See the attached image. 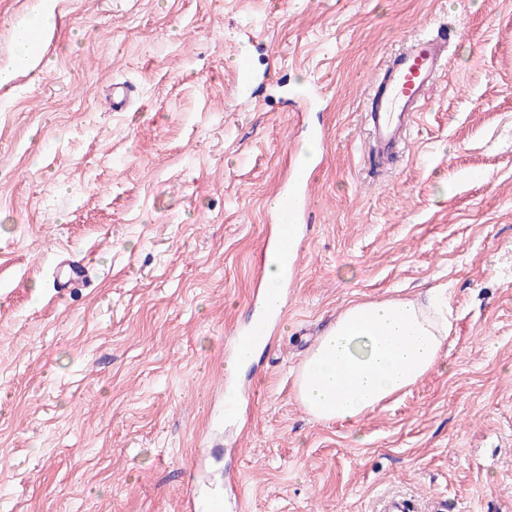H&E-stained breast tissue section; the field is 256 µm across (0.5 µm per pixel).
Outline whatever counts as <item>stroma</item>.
Returning a JSON list of instances; mask_svg holds the SVG:
<instances>
[{"mask_svg": "<svg viewBox=\"0 0 512 512\" xmlns=\"http://www.w3.org/2000/svg\"><path fill=\"white\" fill-rule=\"evenodd\" d=\"M34 0H0V62ZM42 65L0 88V512H180L225 473L249 512H512V0H55ZM447 68L391 170L365 99L410 37ZM250 47L258 83L239 99ZM133 85L122 112L101 101ZM321 161L270 346L224 408L273 202ZM87 265L58 292L61 260ZM443 289L442 365L357 427L294 397L347 302Z\"/></svg>", "mask_w": 512, "mask_h": 512, "instance_id": "stroma-1", "label": "stroma"}]
</instances>
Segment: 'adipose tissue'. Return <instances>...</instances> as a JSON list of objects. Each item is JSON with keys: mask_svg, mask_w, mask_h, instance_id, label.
I'll return each mask as SVG.
<instances>
[{"mask_svg": "<svg viewBox=\"0 0 512 512\" xmlns=\"http://www.w3.org/2000/svg\"><path fill=\"white\" fill-rule=\"evenodd\" d=\"M450 328L432 291L350 301L299 368L295 398L315 420L358 423L439 365Z\"/></svg>", "mask_w": 512, "mask_h": 512, "instance_id": "1", "label": "adipose tissue"}]
</instances>
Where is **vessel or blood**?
Segmentation results:
<instances>
[{
  "label": "vessel or blood",
  "instance_id": "obj_1",
  "mask_svg": "<svg viewBox=\"0 0 512 512\" xmlns=\"http://www.w3.org/2000/svg\"><path fill=\"white\" fill-rule=\"evenodd\" d=\"M448 59V32L440 30L413 39L375 73L364 113L370 154L378 166H387L402 154L408 136L421 116L428 94L442 76ZM309 171L292 168L278 191L279 203L273 211L274 235L280 254L290 272L298 270L296 239L303 237L311 213ZM86 269L69 261L58 265L57 286L67 290L84 281ZM293 285L263 290L260 314L250 325L238 328L225 347L236 356L245 349L267 347L282 315V302ZM245 501L235 476H227L224 491L215 494L191 493L184 498L182 512H244Z\"/></svg>",
  "mask_w": 512,
  "mask_h": 512
}]
</instances>
